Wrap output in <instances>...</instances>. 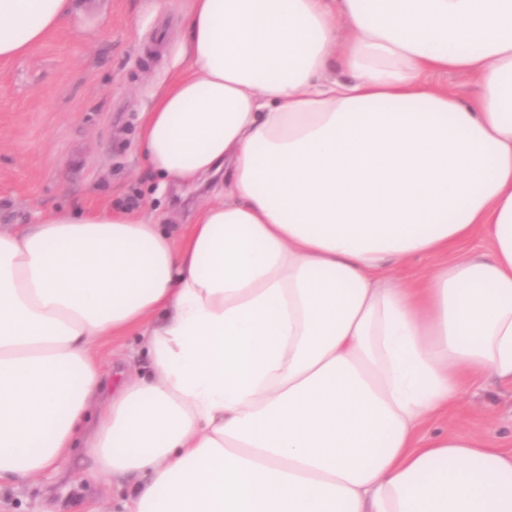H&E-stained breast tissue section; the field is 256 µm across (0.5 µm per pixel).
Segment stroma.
<instances>
[{"mask_svg":"<svg viewBox=\"0 0 512 512\" xmlns=\"http://www.w3.org/2000/svg\"><path fill=\"white\" fill-rule=\"evenodd\" d=\"M189 0H75L68 21L31 52L0 64V228L31 224L39 213L72 206L153 213L185 223L214 184L159 185L138 153L142 114L183 61ZM107 371L146 359L136 336L105 338ZM485 436L512 449V386L490 379L465 385L444 428ZM131 478L98 473L79 451L40 477L0 484V512H125Z\"/></svg>","mask_w":512,"mask_h":512,"instance_id":"stroma-1","label":"stroma"}]
</instances>
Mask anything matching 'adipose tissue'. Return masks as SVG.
Listing matches in <instances>:
<instances>
[{
    "instance_id": "adipose-tissue-1",
    "label": "adipose tissue",
    "mask_w": 512,
    "mask_h": 512,
    "mask_svg": "<svg viewBox=\"0 0 512 512\" xmlns=\"http://www.w3.org/2000/svg\"><path fill=\"white\" fill-rule=\"evenodd\" d=\"M73 8L0 0V62ZM184 51L140 146L223 172L190 224L0 231V483L82 448L127 512H512V451L417 436L512 384V0H190ZM133 333L146 374L108 375ZM432 81L438 86L448 87V89L453 90L462 97L471 96L476 90L475 79L465 73L450 72L448 74H441L434 76ZM97 351L107 372H114L116 368L127 363L136 368L148 363L147 358L139 352L137 336L133 335L113 337V339L109 336L102 341Z\"/></svg>"
}]
</instances>
